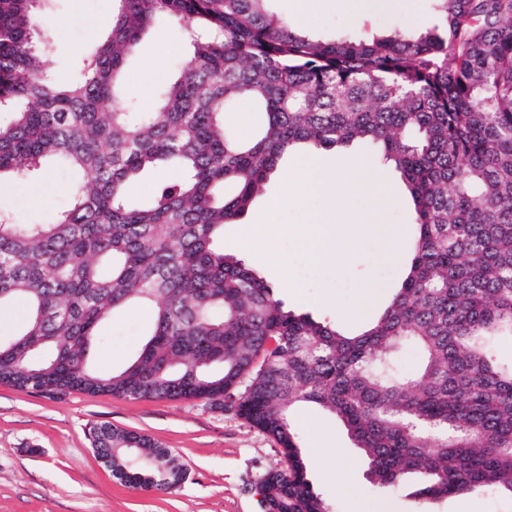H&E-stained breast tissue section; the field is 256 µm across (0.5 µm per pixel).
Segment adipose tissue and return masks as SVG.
Here are the masks:
<instances>
[{
  "label": "adipose tissue",
  "instance_id": "obj_1",
  "mask_svg": "<svg viewBox=\"0 0 512 512\" xmlns=\"http://www.w3.org/2000/svg\"><path fill=\"white\" fill-rule=\"evenodd\" d=\"M344 173V168L327 167L317 153L302 155L286 173L281 194L267 201L258 218L259 224L267 226L272 233H280L282 227L273 223L272 217L282 202L289 200L302 205L311 195L321 192L342 195L348 188ZM297 235L307 250L330 263L338 262L342 250L349 248L354 239L346 224L329 222L322 215L316 216L313 224L298 230Z\"/></svg>",
  "mask_w": 512,
  "mask_h": 512
}]
</instances>
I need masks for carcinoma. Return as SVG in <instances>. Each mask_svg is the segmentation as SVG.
Masks as SVG:
<instances>
[{"mask_svg":"<svg viewBox=\"0 0 512 512\" xmlns=\"http://www.w3.org/2000/svg\"><path fill=\"white\" fill-rule=\"evenodd\" d=\"M42 0H0V177L48 160L78 173L48 224L0 214V307L29 315L0 339V384L61 398L204 400L271 436L286 466L260 480L263 512H332L308 479L290 416L334 415L373 484L422 478L439 500L484 489L512 497V0H434L442 29L321 40L267 12V0H115L107 37L77 77L55 70ZM187 35L184 60L152 109L126 101L124 68L154 21ZM250 100V141L224 114ZM382 148L415 209L406 277L375 322L344 335L284 308L274 287L224 253V225L260 197L297 147ZM181 171L144 204L142 174ZM112 262V276L98 266ZM155 323L110 375L86 350L129 302ZM408 346L420 357L401 369ZM98 456L133 488L185 478L168 449L93 428Z\"/></svg>","mask_w":512,"mask_h":512,"instance_id":"obj_1","label":"carcinoma"}]
</instances>
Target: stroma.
I'll return each mask as SVG.
<instances>
[{"instance_id": "1", "label": "stroma", "mask_w": 512, "mask_h": 512, "mask_svg": "<svg viewBox=\"0 0 512 512\" xmlns=\"http://www.w3.org/2000/svg\"><path fill=\"white\" fill-rule=\"evenodd\" d=\"M113 0H57L51 34L57 68L75 77L81 54L105 36ZM434 0H398L388 9L362 15L350 6L326 10L306 28L314 38L351 33L364 39L398 26L408 33L442 25ZM185 36L168 20H156L140 41L123 80L124 94L147 109L158 88L172 79L182 61ZM329 164L353 158V188L336 207L349 225H368L342 264L314 260L291 236L268 237L264 226L224 227V251L241 259L273 284L286 309L308 313L352 334L371 324L402 281L411 250L393 252L392 234L413 236L414 206L405 185L380 162L379 147L357 141L325 150ZM74 171L50 163L37 177L0 182V211L20 224H45L70 206ZM389 183L395 198L378 187ZM288 260L280 278L274 261ZM153 307L133 302L110 314L91 341L93 370L109 374L124 368L140 351L154 324ZM108 425L151 437L182 463L186 478L178 486L136 489L125 486L97 457L89 431ZM292 425L307 459L308 477L332 512H453L455 498L424 500L410 479L397 489L372 485L366 463L344 428L329 414L302 406ZM284 465L274 439L232 412L201 401L131 400L118 395L74 392L52 398L0 385V512H262L261 476Z\"/></svg>"}]
</instances>
